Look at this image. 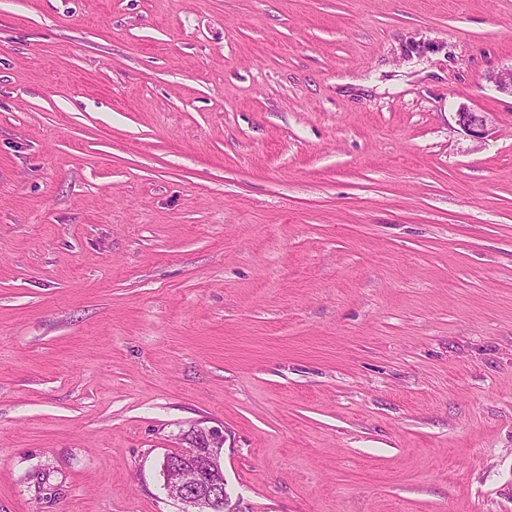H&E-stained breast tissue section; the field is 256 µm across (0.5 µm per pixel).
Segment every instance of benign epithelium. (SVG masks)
<instances>
[{"label":"benign epithelium","mask_w":512,"mask_h":512,"mask_svg":"<svg viewBox=\"0 0 512 512\" xmlns=\"http://www.w3.org/2000/svg\"><path fill=\"white\" fill-rule=\"evenodd\" d=\"M487 80L512 97V68L492 71ZM456 116L458 125L478 138L488 134L495 123L490 112L463 109ZM192 433V437L184 438V448L163 457L161 472L167 497L181 504L179 512H250L241 499H232L227 490L218 457L224 445L223 432L198 425Z\"/></svg>","instance_id":"obj_1"}]
</instances>
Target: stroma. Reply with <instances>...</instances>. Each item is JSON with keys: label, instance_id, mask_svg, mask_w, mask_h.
Listing matches in <instances>:
<instances>
[{"label": "stroma", "instance_id": "1", "mask_svg": "<svg viewBox=\"0 0 512 512\" xmlns=\"http://www.w3.org/2000/svg\"><path fill=\"white\" fill-rule=\"evenodd\" d=\"M512 0H0V512H512ZM491 112L475 139L459 107ZM190 432L192 438L183 439L187 446L167 453L161 464L163 488L168 498L181 504L178 512H250L240 498L233 502L227 490L218 457L223 432L200 425Z\"/></svg>", "mask_w": 512, "mask_h": 512}]
</instances>
